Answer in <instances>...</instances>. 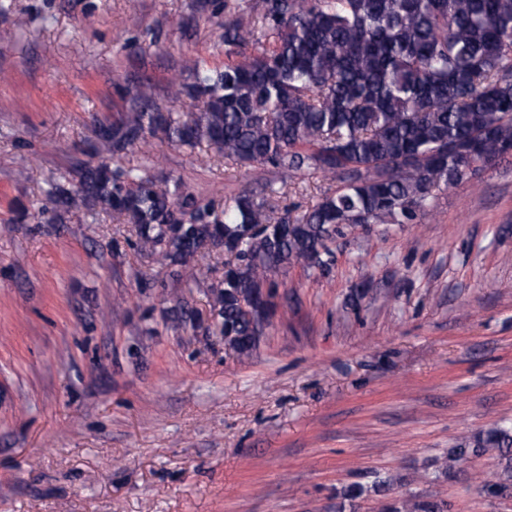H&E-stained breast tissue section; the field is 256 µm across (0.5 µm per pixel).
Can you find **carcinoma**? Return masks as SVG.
Instances as JSON below:
<instances>
[{"label": "carcinoma", "instance_id": "carcinoma-1", "mask_svg": "<svg viewBox=\"0 0 512 512\" xmlns=\"http://www.w3.org/2000/svg\"><path fill=\"white\" fill-rule=\"evenodd\" d=\"M211 7L224 9L229 62H189L193 81L170 91L200 111L184 120L137 85L116 120L98 123L89 160L49 180L45 195L60 222L83 212L128 226L129 245L170 267L176 286L228 256L209 286L211 318L224 347L247 357L276 312L277 272L301 264L327 276L345 231L414 224L435 191L512 156V0H262L256 17L240 3ZM149 135L290 178L319 172L336 189L300 217L288 207L272 216V183L220 207L148 160L120 164ZM492 452L499 474L485 487L499 495L512 489V429L473 436L450 451L448 468ZM387 512L443 506L412 497Z\"/></svg>", "mask_w": 512, "mask_h": 512}]
</instances>
